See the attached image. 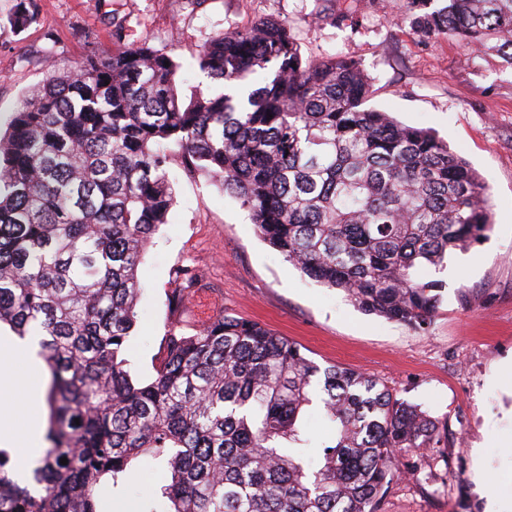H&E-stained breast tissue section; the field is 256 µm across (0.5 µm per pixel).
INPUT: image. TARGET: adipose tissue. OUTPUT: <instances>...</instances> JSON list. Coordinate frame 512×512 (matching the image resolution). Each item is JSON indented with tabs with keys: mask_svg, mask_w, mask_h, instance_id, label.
I'll return each mask as SVG.
<instances>
[{
	"mask_svg": "<svg viewBox=\"0 0 512 512\" xmlns=\"http://www.w3.org/2000/svg\"><path fill=\"white\" fill-rule=\"evenodd\" d=\"M33 356L32 349L28 347L0 350V383L7 386L6 403L0 406V447L24 449L25 454L20 460L24 466L40 453V426L35 423L23 431L14 426L18 418L29 413L33 402L31 386L16 374L14 364Z\"/></svg>",
	"mask_w": 512,
	"mask_h": 512,
	"instance_id": "adipose-tissue-1",
	"label": "adipose tissue"
}]
</instances>
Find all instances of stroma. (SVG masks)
Segmentation results:
<instances>
[{
    "label": "stroma",
    "mask_w": 512,
    "mask_h": 512,
    "mask_svg": "<svg viewBox=\"0 0 512 512\" xmlns=\"http://www.w3.org/2000/svg\"><path fill=\"white\" fill-rule=\"evenodd\" d=\"M402 0H36L38 21L9 24L16 0H0V134L12 110L51 68L124 26L182 63L183 95L210 81L188 65L215 33L260 19L287 22L304 58L359 62L371 105L431 129L489 187L493 226L483 242L449 255L429 277L443 300L427 331L360 311L345 293L303 275L257 234L240 203L172 156L176 195L139 274L145 284L127 358L134 378L154 373L171 326L192 331L200 308L256 321L288 337L320 366L368 373L440 427V447L402 456L382 512H485L478 486L512 482V70L453 39L420 40L396 20ZM180 266L196 285L168 307Z\"/></svg>",
    "instance_id": "obj_1"
}]
</instances>
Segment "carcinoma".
Segmentation results:
<instances>
[{
    "mask_svg": "<svg viewBox=\"0 0 512 512\" xmlns=\"http://www.w3.org/2000/svg\"><path fill=\"white\" fill-rule=\"evenodd\" d=\"M36 21L31 0L9 18L18 32ZM398 22L512 68V0H405ZM197 64L228 91L184 99L170 56L116 32L52 71L0 136V324L37 340L50 373L49 446L26 471L0 449V512H102L143 459L170 480L138 512H381L399 455L439 443L438 422L374 377L226 314L170 329L154 376L132 378L138 270L175 205L173 152L287 262L416 330L442 300L430 267L492 228L478 172L368 105L359 63L307 60L265 20L211 37ZM174 275L177 306L195 274ZM311 408L333 431L315 465Z\"/></svg>",
    "mask_w": 512,
    "mask_h": 512,
    "instance_id": "carcinoma-1",
    "label": "carcinoma"
}]
</instances>
